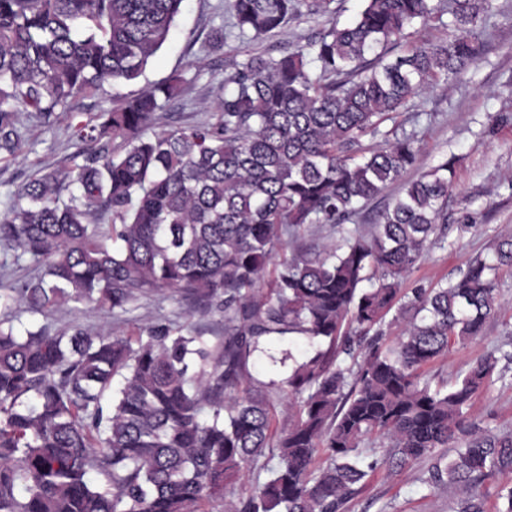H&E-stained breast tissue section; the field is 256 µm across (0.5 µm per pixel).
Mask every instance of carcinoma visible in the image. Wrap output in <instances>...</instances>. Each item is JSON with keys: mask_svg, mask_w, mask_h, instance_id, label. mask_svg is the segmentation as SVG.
Instances as JSON below:
<instances>
[{"mask_svg": "<svg viewBox=\"0 0 512 512\" xmlns=\"http://www.w3.org/2000/svg\"><path fill=\"white\" fill-rule=\"evenodd\" d=\"M331 2L229 0L231 26L264 37L330 14ZM182 3L0 0V159L21 150V115L47 124L104 83L143 76ZM492 10L493 0H361L343 26L330 18L278 58L234 63L213 123L147 134L179 90L175 74L75 126L82 162L39 172L0 214V249L37 269L0 283V512H345L377 471L426 458L423 483L458 489L455 512H487L491 497L512 512V433L468 419L476 395L509 376L512 350L468 363L450 384L424 372L484 336L512 236L457 280L401 293L448 229L454 159L408 179L417 133L384 129L476 63ZM417 23L448 34L411 42ZM398 181L374 224L351 223ZM312 224L336 226V243L275 260ZM150 290L224 313V340L166 327L14 332L17 305L123 311ZM285 334L328 348L279 384L287 417L277 427L248 363ZM378 440L380 458L364 451ZM246 467L269 478L226 499Z\"/></svg>", "mask_w": 512, "mask_h": 512, "instance_id": "1", "label": "carcinoma"}]
</instances>
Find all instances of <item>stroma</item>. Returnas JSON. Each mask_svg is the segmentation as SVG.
<instances>
[{
    "label": "stroma",
    "instance_id": "obj_1",
    "mask_svg": "<svg viewBox=\"0 0 512 512\" xmlns=\"http://www.w3.org/2000/svg\"><path fill=\"white\" fill-rule=\"evenodd\" d=\"M496 7L482 34L483 56L447 90L425 92L407 108L420 116L415 129L421 139L422 166L446 156L455 160L448 238L428 248L404 280L407 288H429L456 279L471 256L488 252L501 236L512 235V0H496ZM228 19V0H185L169 42L139 81L105 83L97 95L72 100L68 109L56 110L50 125L27 122L22 153L0 163V212L11 193L39 171L71 167L74 125L110 106L114 97L136 94L178 72L184 79L182 91L156 112L152 131L206 125L216 119L217 87L232 63L253 55L280 56L323 26L320 17H303L288 22L275 35L243 41L231 37L222 49L212 48L213 31L225 28ZM462 224L468 225V232H459ZM496 294L499 309L488 320L485 336L450 348L426 366L428 376L454 379L467 362L512 335V269L500 271ZM76 324L91 333L109 329L132 336L145 326H167L201 332L212 343L224 334L223 313L196 311L188 297L169 290L149 293L124 312L64 301L42 315L16 311L14 320L20 333L42 326L64 330ZM308 349L306 340L295 334L267 339L263 353L250 363L254 386L267 387L270 398H277L272 384L288 374L283 358L303 357ZM470 417L480 425L512 432V383L498 382L482 392ZM429 466L424 459L406 470L377 473L349 502L348 512H452L456 501L452 489L422 484Z\"/></svg>",
    "mask_w": 512,
    "mask_h": 512
}]
</instances>
